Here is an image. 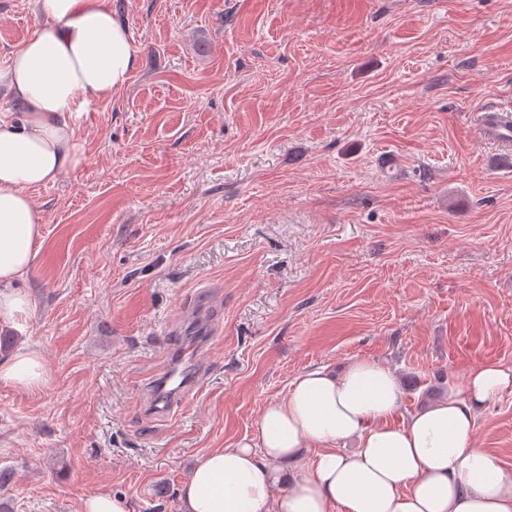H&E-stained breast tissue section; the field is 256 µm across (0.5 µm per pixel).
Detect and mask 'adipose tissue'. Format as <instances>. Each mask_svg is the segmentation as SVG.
<instances>
[{"instance_id": "ef3b65f1", "label": "adipose tissue", "mask_w": 512, "mask_h": 512, "mask_svg": "<svg viewBox=\"0 0 512 512\" xmlns=\"http://www.w3.org/2000/svg\"><path fill=\"white\" fill-rule=\"evenodd\" d=\"M42 21L0 69L22 107L0 115V326L21 325L17 286L36 255L44 216L29 191L78 161L75 119L125 86L137 65L128 25L105 0H39ZM40 354L18 349L0 382L35 388ZM512 392V368L472 369L462 388L394 423L397 375L368 360L303 372L267 404L251 437L197 458L180 512H512V473L473 441L487 402ZM356 441L353 452L339 448ZM284 493H277V486Z\"/></svg>"}]
</instances>
